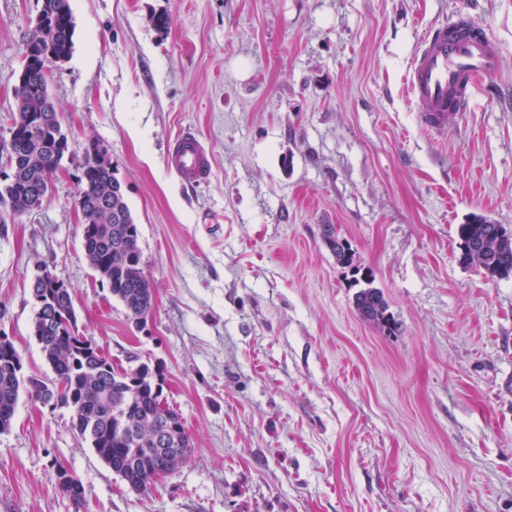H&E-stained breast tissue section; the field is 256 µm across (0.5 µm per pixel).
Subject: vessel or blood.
<instances>
[{
  "label": "vessel or blood",
  "mask_w": 512,
  "mask_h": 512,
  "mask_svg": "<svg viewBox=\"0 0 512 512\" xmlns=\"http://www.w3.org/2000/svg\"><path fill=\"white\" fill-rule=\"evenodd\" d=\"M498 68L496 43L471 22L467 13H456L454 19L428 27L406 76L423 126L439 131L449 113L467 111L476 82L494 78ZM166 163L186 186L203 184L211 176V153L191 129L182 130L171 141Z\"/></svg>",
  "instance_id": "b4317fda"
}]
</instances>
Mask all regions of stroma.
Returning <instances> with one entry per match:
<instances>
[{"instance_id":"1","label":"stroma","mask_w":512,"mask_h":512,"mask_svg":"<svg viewBox=\"0 0 512 512\" xmlns=\"http://www.w3.org/2000/svg\"><path fill=\"white\" fill-rule=\"evenodd\" d=\"M69 4L74 48L49 91L71 154L37 209L0 223V329L26 372L52 377L30 290L50 270L83 336L160 374L193 450L136 493L69 409L23 397L0 433V512H512V279L460 264L456 236L475 216L512 229V0ZM38 9L0 0V139ZM460 11L499 43V71L435 133L405 73L423 31ZM185 128L212 148L194 189L165 162ZM91 139L139 226L154 286L139 328L85 259ZM326 224L373 273L395 334L358 316Z\"/></svg>"}]
</instances>
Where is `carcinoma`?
Segmentation results:
<instances>
[{"label": "carcinoma", "mask_w": 512, "mask_h": 512, "mask_svg": "<svg viewBox=\"0 0 512 512\" xmlns=\"http://www.w3.org/2000/svg\"><path fill=\"white\" fill-rule=\"evenodd\" d=\"M43 24L28 32L22 50L23 79L14 89L15 107L10 114V139L0 142V158L10 167L0 172V212L22 213L39 196L49 192L57 160L70 153L55 107L44 110L52 68L49 56H71L76 25L69 0H39ZM58 134L55 151L43 146L44 129ZM75 205L82 207L86 224L83 239L88 265L105 282L127 316L147 315L153 308L154 287L145 275L138 246L139 228L126 202L122 186L112 171L84 154ZM459 261L481 268L486 278L512 277V231L476 217L456 229ZM322 239L336 262L352 272L350 286L357 288L353 304L365 321L388 334L398 329L381 289L373 286L370 271L361 268L350 246L338 239L331 224L322 226ZM44 301L56 314L46 323L34 312L32 333L45 361L55 374L48 380L27 374L14 343H0V432L11 429L21 394L44 406L65 407L72 412L80 439L138 493L158 480V471L170 474L191 455L192 440L181 415L163 398L162 383L144 365L137 372L112 365L93 343L80 335L71 288L37 284ZM171 428L170 443L154 440L158 431ZM178 448L176 457L169 449Z\"/></svg>", "instance_id": "cac0c4a2"}]
</instances>
